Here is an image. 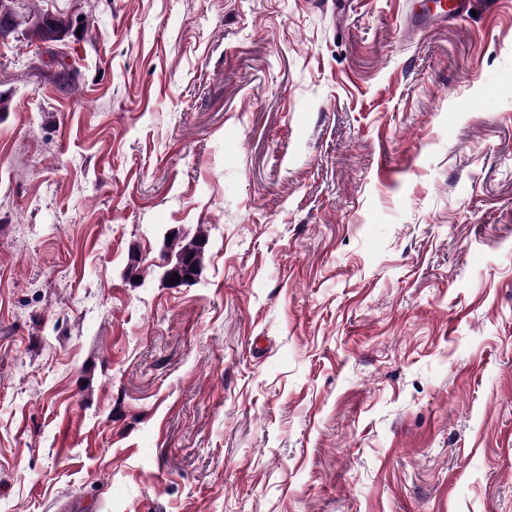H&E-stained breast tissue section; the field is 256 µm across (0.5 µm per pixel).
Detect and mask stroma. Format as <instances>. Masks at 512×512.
<instances>
[{
    "label": "stroma",
    "mask_w": 512,
    "mask_h": 512,
    "mask_svg": "<svg viewBox=\"0 0 512 512\" xmlns=\"http://www.w3.org/2000/svg\"><path fill=\"white\" fill-rule=\"evenodd\" d=\"M419 2L0 42V512H512V0ZM471 0H448L439 2L436 9L414 14L413 29L431 26L433 23L448 22V18H458L469 12ZM167 235H172L171 240H167ZM208 245V236L203 229H199L196 235L188 236L181 232H174L172 229L163 235V247L175 258L183 259L184 275L183 285H192L197 281L204 265ZM191 276L192 280L187 279Z\"/></svg>",
    "instance_id": "1"
}]
</instances>
